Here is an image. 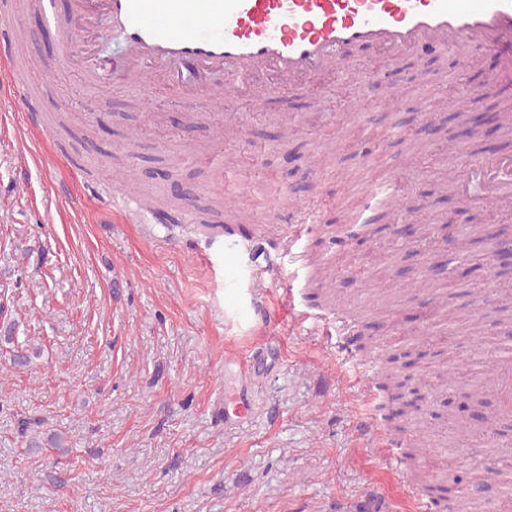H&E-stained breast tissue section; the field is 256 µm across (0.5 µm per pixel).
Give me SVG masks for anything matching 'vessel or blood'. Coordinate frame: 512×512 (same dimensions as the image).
<instances>
[{
	"label": "vessel or blood",
	"mask_w": 512,
	"mask_h": 512,
	"mask_svg": "<svg viewBox=\"0 0 512 512\" xmlns=\"http://www.w3.org/2000/svg\"><path fill=\"white\" fill-rule=\"evenodd\" d=\"M100 14L126 43L120 66L91 50ZM360 43L388 57L454 47L463 66L491 48L500 57L495 88H512V0H73L69 33L45 69L78 57L88 85L135 83L230 112L255 78L274 76L284 88L333 70ZM448 175L456 184L478 177L487 191L483 204L512 220V155L456 162ZM99 195L113 213L144 223L145 207L132 192L107 185Z\"/></svg>",
	"instance_id": "vessel-or-blood-1"
}]
</instances>
